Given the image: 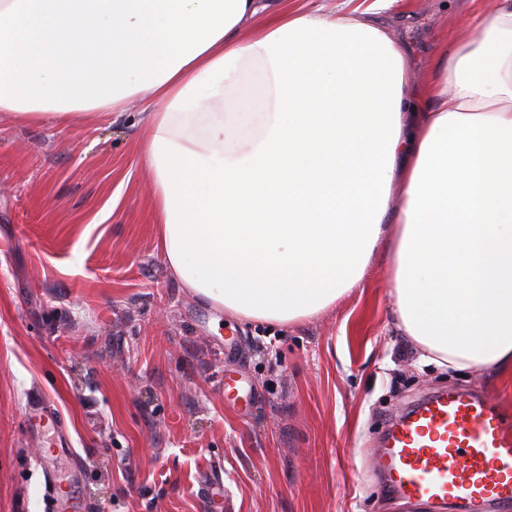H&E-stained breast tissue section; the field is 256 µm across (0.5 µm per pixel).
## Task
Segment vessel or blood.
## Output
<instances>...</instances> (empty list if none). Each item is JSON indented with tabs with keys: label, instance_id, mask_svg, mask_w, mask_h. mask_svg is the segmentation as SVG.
Listing matches in <instances>:
<instances>
[{
	"label": "vessel or blood",
	"instance_id": "obj_1",
	"mask_svg": "<svg viewBox=\"0 0 512 512\" xmlns=\"http://www.w3.org/2000/svg\"><path fill=\"white\" fill-rule=\"evenodd\" d=\"M378 486L410 505L512 512V417L451 389L390 420L376 458Z\"/></svg>",
	"mask_w": 512,
	"mask_h": 512
}]
</instances>
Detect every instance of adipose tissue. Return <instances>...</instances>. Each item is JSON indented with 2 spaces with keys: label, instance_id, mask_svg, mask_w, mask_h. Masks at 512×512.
Instances as JSON below:
<instances>
[{
  "label": "adipose tissue",
  "instance_id": "ef3b65f1",
  "mask_svg": "<svg viewBox=\"0 0 512 512\" xmlns=\"http://www.w3.org/2000/svg\"><path fill=\"white\" fill-rule=\"evenodd\" d=\"M389 2L0 0V112L151 104L159 246L203 303L305 322L389 247L422 360L512 374V0H486L422 82L377 19ZM363 2V0H288V5L306 11L320 10L326 13L336 12V14H339Z\"/></svg>",
  "mask_w": 512,
  "mask_h": 512
}]
</instances>
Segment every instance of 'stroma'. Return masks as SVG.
Listing matches in <instances>:
<instances>
[{
	"label": "stroma",
	"instance_id": "obj_1",
	"mask_svg": "<svg viewBox=\"0 0 512 512\" xmlns=\"http://www.w3.org/2000/svg\"><path fill=\"white\" fill-rule=\"evenodd\" d=\"M459 2L400 0L382 15L416 79L486 9ZM147 128L140 104L73 123L0 115V512H51L48 472L75 469L87 512H401L373 472L390 415L443 387L512 409V375L418 364L392 311L391 252L303 323L196 300L158 246ZM37 400L76 454L51 471L25 422Z\"/></svg>",
	"mask_w": 512,
	"mask_h": 512
}]
</instances>
